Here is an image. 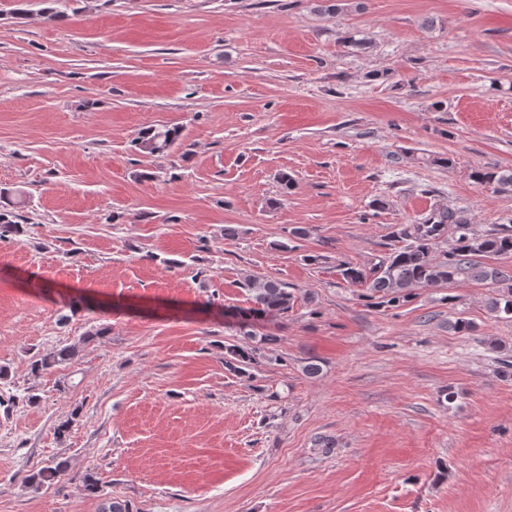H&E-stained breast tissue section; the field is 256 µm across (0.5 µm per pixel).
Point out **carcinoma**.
<instances>
[{
    "instance_id": "carcinoma-1",
    "label": "carcinoma",
    "mask_w": 512,
    "mask_h": 512,
    "mask_svg": "<svg viewBox=\"0 0 512 512\" xmlns=\"http://www.w3.org/2000/svg\"><path fill=\"white\" fill-rule=\"evenodd\" d=\"M181 136L177 127H149L135 141V146L150 154L163 153ZM474 179L499 192H512V169L478 170ZM24 233L18 216L0 212V241L16 240ZM484 258L512 259V223L479 228L460 213L437 208L429 216L412 224H398L392 232L388 252L366 264L342 262L339 274L347 283L367 290L368 298L379 305L400 306L413 298L415 288H444L461 279H471L494 286L489 311L512 319V268L492 266ZM250 295L251 307L240 314V329L248 330L251 320L273 315L283 318L293 307L295 296L288 283L270 278L247 276L242 282ZM76 344L56 346L38 353L30 364L32 374L40 375L68 364L78 356ZM225 367L243 374L256 362V348L229 349ZM67 466L56 462L26 477L27 483L40 490L65 475Z\"/></svg>"
}]
</instances>
